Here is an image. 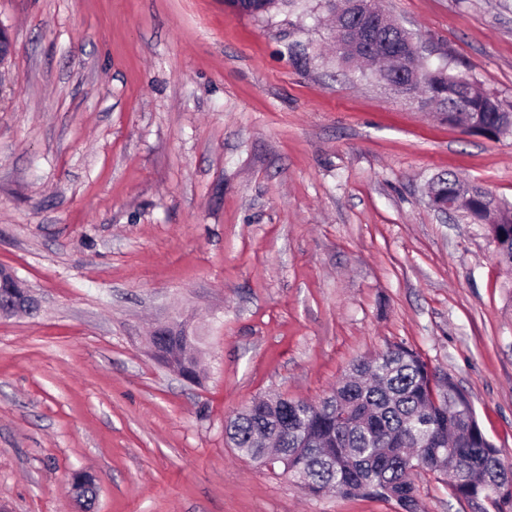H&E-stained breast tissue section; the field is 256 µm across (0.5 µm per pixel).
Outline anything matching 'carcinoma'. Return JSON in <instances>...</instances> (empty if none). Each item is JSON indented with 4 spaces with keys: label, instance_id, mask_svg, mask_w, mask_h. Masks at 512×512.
Wrapping results in <instances>:
<instances>
[{
    "label": "carcinoma",
    "instance_id": "obj_1",
    "mask_svg": "<svg viewBox=\"0 0 512 512\" xmlns=\"http://www.w3.org/2000/svg\"><path fill=\"white\" fill-rule=\"evenodd\" d=\"M242 11L263 14L279 0H239ZM381 44L410 58L413 37L392 25ZM425 92L448 122L462 126L477 118L500 134L512 132V113L464 76L444 68L419 69ZM490 234L501 261L512 265V207L497 205ZM225 434L252 460L277 456L289 477L302 475L310 497L373 496L393 500L402 512H420L416 472L453 473L448 485L458 501L482 498L492 484L512 499V469L481 429L466 393L446 373L431 367L403 343L365 357L326 397L257 398L229 419Z\"/></svg>",
    "mask_w": 512,
    "mask_h": 512
}]
</instances>
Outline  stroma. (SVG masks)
Returning a JSON list of instances; mask_svg holds the SVG:
<instances>
[{"mask_svg": "<svg viewBox=\"0 0 512 512\" xmlns=\"http://www.w3.org/2000/svg\"><path fill=\"white\" fill-rule=\"evenodd\" d=\"M512 112V0H378ZM325 0H0V512H400L239 457L253 398L319 400L396 343L512 458V271L442 217L457 174L512 203V134L465 133L337 59ZM174 321L201 384L149 352ZM424 512H471L418 473ZM0 288H8L7 305L0 306L1 316H11L18 312L32 313L37 305L18 277L9 270L0 269Z\"/></svg>", "mask_w": 512, "mask_h": 512, "instance_id": "obj_1", "label": "stroma"}]
</instances>
